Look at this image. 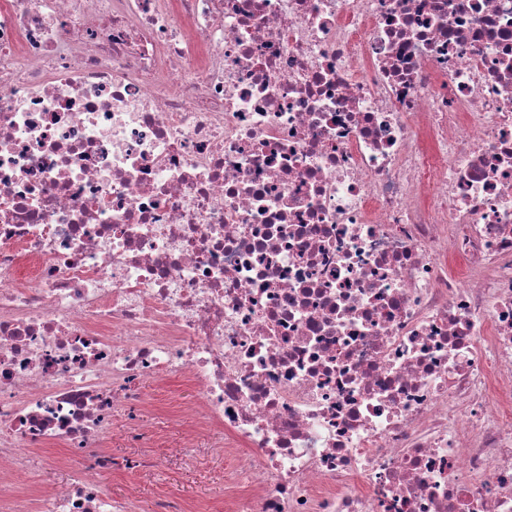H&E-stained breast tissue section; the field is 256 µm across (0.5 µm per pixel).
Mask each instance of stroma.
<instances>
[{
    "instance_id": "1",
    "label": "stroma",
    "mask_w": 512,
    "mask_h": 512,
    "mask_svg": "<svg viewBox=\"0 0 512 512\" xmlns=\"http://www.w3.org/2000/svg\"><path fill=\"white\" fill-rule=\"evenodd\" d=\"M194 396L192 386L182 381L146 386L145 421L161 429L162 444L147 449L152 461L147 470L114 472L105 479L112 494L135 497L139 512H154L157 499L165 495L184 500L188 512H226L231 488L241 482L234 455L221 449L223 435L211 434L199 438L193 447H184L183 437L196 420L179 414L178 408Z\"/></svg>"
}]
</instances>
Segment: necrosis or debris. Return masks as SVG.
<instances>
[{
    "label": "necrosis or debris",
    "mask_w": 512,
    "mask_h": 512,
    "mask_svg": "<svg viewBox=\"0 0 512 512\" xmlns=\"http://www.w3.org/2000/svg\"><path fill=\"white\" fill-rule=\"evenodd\" d=\"M155 379L228 512H512V0H0V512Z\"/></svg>",
    "instance_id": "4bbe7bcc"
}]
</instances>
